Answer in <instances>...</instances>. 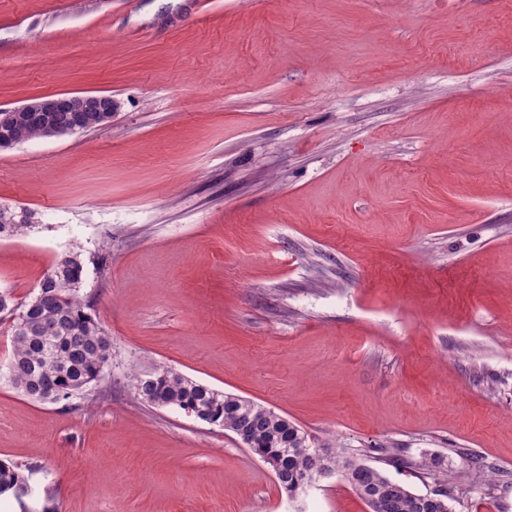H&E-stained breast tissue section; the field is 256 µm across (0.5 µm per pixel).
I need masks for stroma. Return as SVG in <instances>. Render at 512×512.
<instances>
[{
	"instance_id": "obj_1",
	"label": "stroma",
	"mask_w": 512,
	"mask_h": 512,
	"mask_svg": "<svg viewBox=\"0 0 512 512\" xmlns=\"http://www.w3.org/2000/svg\"><path fill=\"white\" fill-rule=\"evenodd\" d=\"M83 92L110 122L0 148L35 225L0 292L81 252L112 365L56 403L0 379L31 486L0 512H369L136 398L162 365L512 512V0H0V109Z\"/></svg>"
}]
</instances>
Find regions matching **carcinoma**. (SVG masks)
<instances>
[{
  "label": "carcinoma",
  "instance_id": "obj_1",
  "mask_svg": "<svg viewBox=\"0 0 512 512\" xmlns=\"http://www.w3.org/2000/svg\"><path fill=\"white\" fill-rule=\"evenodd\" d=\"M74 122L87 131L106 124L109 118L104 112L85 111L78 98L65 100L49 112H0V148L47 138L53 130ZM33 228L28 214L0 207V240L24 235ZM83 272L80 252L58 256L13 325L7 373L12 385L30 399L49 402L52 394L59 393L65 400L101 379V352L112 345V339L88 312L80 294ZM131 386L138 397L157 407L206 414L209 424L233 433L246 427L259 452L282 457L290 481L311 464L312 451L305 432L257 403H239L235 394L212 389L168 367L134 376ZM329 462L342 472L360 467V484L350 483L355 491L364 488L391 497L395 502L392 512H416L418 495L382 470L342 452L329 457ZM25 482L18 469L0 462V494Z\"/></svg>",
  "mask_w": 512,
  "mask_h": 512
}]
</instances>
